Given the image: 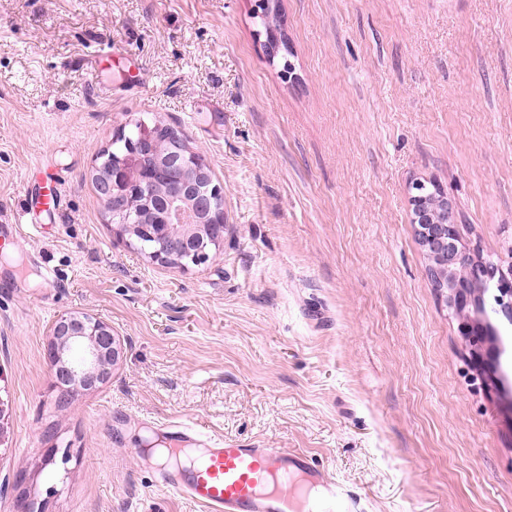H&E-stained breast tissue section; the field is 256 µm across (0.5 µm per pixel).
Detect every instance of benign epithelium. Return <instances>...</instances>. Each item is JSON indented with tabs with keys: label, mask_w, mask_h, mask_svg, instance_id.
<instances>
[{
	"label": "benign epithelium",
	"mask_w": 512,
	"mask_h": 512,
	"mask_svg": "<svg viewBox=\"0 0 512 512\" xmlns=\"http://www.w3.org/2000/svg\"><path fill=\"white\" fill-rule=\"evenodd\" d=\"M161 131L157 123L138 126L136 137L126 143L121 157L101 155L92 168L97 191L105 201L121 238L148 239L153 246L144 251L152 262L187 269L199 266L219 251L224 241V188L218 184L200 189L198 177L206 166L203 156L189 144L168 141V160L159 159L156 141ZM164 181L177 183L178 194L156 210L148 186ZM423 182L414 185L411 223L420 234L429 258L430 280L445 297L448 311L463 318L461 333L471 345L472 355L480 359L483 346L491 351L502 373L512 371V335H489V318L512 326V265L506 267L476 254L458 236L450 216L452 202L439 187H434L431 202L421 196ZM144 200L146 214L131 216L130 194ZM495 286L493 303L486 306L481 292ZM122 353V341L112 325L89 312H70L59 316L52 328L47 355L60 387L78 386L91 390L110 375ZM495 390L505 408L512 407V396L491 373L482 379Z\"/></svg>",
	"instance_id": "7a95c632"
}]
</instances>
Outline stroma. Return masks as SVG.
I'll list each match as a JSON object with an SVG mask.
<instances>
[{
	"mask_svg": "<svg viewBox=\"0 0 512 512\" xmlns=\"http://www.w3.org/2000/svg\"><path fill=\"white\" fill-rule=\"evenodd\" d=\"M255 5L0 0V224L46 173L64 189L0 256V512H202L142 453L191 422L315 456L364 512H512V418L410 222L436 182L462 240L512 258V0H280L289 79ZM144 112L224 187L201 266L128 246L89 179ZM71 311L123 353L62 408L47 344Z\"/></svg>",
	"mask_w": 512,
	"mask_h": 512,
	"instance_id": "1",
	"label": "stroma"
}]
</instances>
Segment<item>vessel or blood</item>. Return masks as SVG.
Instances as JSON below:
<instances>
[{
    "label": "vessel or blood",
    "mask_w": 512,
    "mask_h": 512,
    "mask_svg": "<svg viewBox=\"0 0 512 512\" xmlns=\"http://www.w3.org/2000/svg\"><path fill=\"white\" fill-rule=\"evenodd\" d=\"M172 436L181 446L206 439V458L160 472L157 482L204 512H364L361 495L328 476L307 453L208 439L194 426L173 427Z\"/></svg>",
    "instance_id": "1"
}]
</instances>
